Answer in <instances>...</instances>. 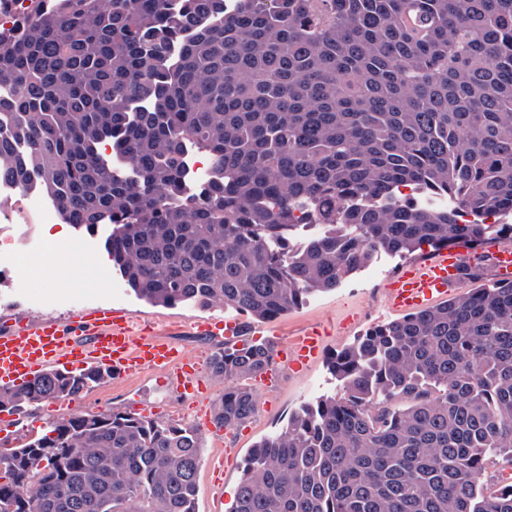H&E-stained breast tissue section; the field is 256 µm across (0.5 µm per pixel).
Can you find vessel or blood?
<instances>
[{
	"label": "vessel or blood",
	"instance_id": "1",
	"mask_svg": "<svg viewBox=\"0 0 512 512\" xmlns=\"http://www.w3.org/2000/svg\"><path fill=\"white\" fill-rule=\"evenodd\" d=\"M498 280L512 281V249L492 248ZM467 251L445 246L423 260H410L388 276L382 291L385 309L391 313L425 310L446 301L461 282L468 262ZM199 331L235 342L243 327L235 319L212 318L198 323ZM322 331L310 327L291 345L280 347V366L298 371L319 355ZM107 366L114 374L135 370L170 373L180 393H194L203 386V374L195 356L175 343L137 327L132 315L110 308L80 309L72 323L27 320L0 334V386L18 387L47 370H70L73 366Z\"/></svg>",
	"mask_w": 512,
	"mask_h": 512
}]
</instances>
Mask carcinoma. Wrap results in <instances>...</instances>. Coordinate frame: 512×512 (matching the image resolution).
<instances>
[{
  "instance_id": "1",
  "label": "carcinoma",
  "mask_w": 512,
  "mask_h": 512,
  "mask_svg": "<svg viewBox=\"0 0 512 512\" xmlns=\"http://www.w3.org/2000/svg\"><path fill=\"white\" fill-rule=\"evenodd\" d=\"M0 24V181L40 187L159 305L272 321L380 252L512 242V0H29ZM135 177L121 179L103 143ZM204 150L199 191L184 146ZM325 231L291 254L295 211ZM274 345H224L214 422H249ZM343 393L248 453L231 512H512V281L367 330ZM0 388L22 414L112 380ZM204 435L129 410L0 461V512H196Z\"/></svg>"
}]
</instances>
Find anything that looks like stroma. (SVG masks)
<instances>
[{"instance_id": "obj_1", "label": "stroma", "mask_w": 512, "mask_h": 512, "mask_svg": "<svg viewBox=\"0 0 512 512\" xmlns=\"http://www.w3.org/2000/svg\"><path fill=\"white\" fill-rule=\"evenodd\" d=\"M110 225L95 232L59 223L45 232L48 250H34L19 272L0 277V328L23 319L71 321L79 308L114 306L155 325L163 337L194 354L202 368L224 342L190 330L191 321L224 314L221 306L202 308L185 302L156 305L137 296L112 266L105 243ZM405 261L404 256L379 254L334 290L308 295L298 308L270 321L277 343H287L293 334L310 324L326 325L322 356L305 372L282 371L273 390L258 393L255 417L232 431L226 442L207 438L198 473L197 512H230L236 498L241 468L252 446L284 428L289 417L305 403L340 394L341 382L331 373L327 357L351 345L368 328L393 321L383 310L381 286L387 274ZM157 373L140 372L94 387L73 400H56L21 414L11 429L0 431V444L15 446L21 438L42 432L53 421L78 414L130 409L143 404L158 407L159 420L192 422L198 411L212 412L224 392L223 380L207 376L209 393L190 401L160 387Z\"/></svg>"}]
</instances>
